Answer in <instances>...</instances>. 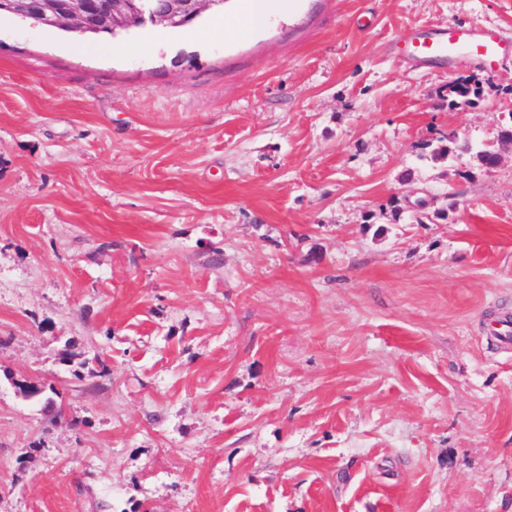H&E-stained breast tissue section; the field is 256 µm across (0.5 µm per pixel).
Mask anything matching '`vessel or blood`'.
<instances>
[{
	"mask_svg": "<svg viewBox=\"0 0 512 512\" xmlns=\"http://www.w3.org/2000/svg\"><path fill=\"white\" fill-rule=\"evenodd\" d=\"M333 7V0H306L303 15L306 19L301 33L315 28L322 16ZM411 53L427 62L437 60L455 63L464 55L480 57L487 65H495L500 57L512 53V41L498 30L489 28H461L448 26L435 33H413L409 40Z\"/></svg>",
	"mask_w": 512,
	"mask_h": 512,
	"instance_id": "1",
	"label": "vessel or blood"
}]
</instances>
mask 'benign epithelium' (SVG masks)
I'll use <instances>...</instances> for the list:
<instances>
[{
    "label": "benign epithelium",
    "mask_w": 512,
    "mask_h": 512,
    "mask_svg": "<svg viewBox=\"0 0 512 512\" xmlns=\"http://www.w3.org/2000/svg\"><path fill=\"white\" fill-rule=\"evenodd\" d=\"M217 0H0L9 13L34 27L114 30L135 19L142 25L174 27L211 10Z\"/></svg>",
    "instance_id": "obj_1"
}]
</instances>
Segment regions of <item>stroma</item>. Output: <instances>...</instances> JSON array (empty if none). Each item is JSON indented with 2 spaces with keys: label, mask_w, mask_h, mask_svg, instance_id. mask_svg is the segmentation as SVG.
Segmentation results:
<instances>
[{
  "label": "stroma",
  "mask_w": 512,
  "mask_h": 512,
  "mask_svg": "<svg viewBox=\"0 0 512 512\" xmlns=\"http://www.w3.org/2000/svg\"><path fill=\"white\" fill-rule=\"evenodd\" d=\"M234 14L0 16V512H512V55L404 43L512 0H338L295 52Z\"/></svg>",
  "instance_id": "35a3bbf8"
}]
</instances>
